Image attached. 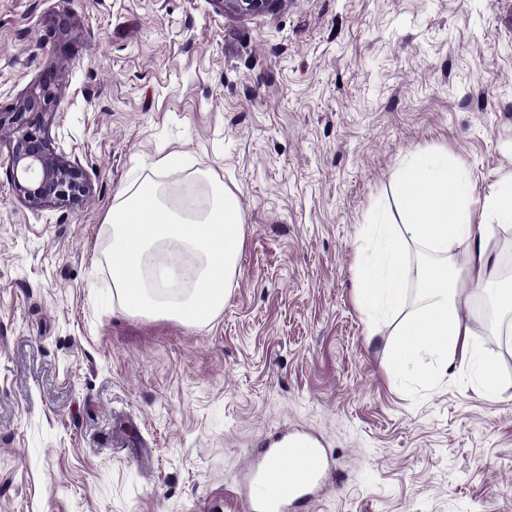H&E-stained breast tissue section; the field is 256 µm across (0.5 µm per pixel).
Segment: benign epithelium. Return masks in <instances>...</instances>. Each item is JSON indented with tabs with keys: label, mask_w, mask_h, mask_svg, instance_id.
Listing matches in <instances>:
<instances>
[{
	"label": "benign epithelium",
	"mask_w": 512,
	"mask_h": 512,
	"mask_svg": "<svg viewBox=\"0 0 512 512\" xmlns=\"http://www.w3.org/2000/svg\"><path fill=\"white\" fill-rule=\"evenodd\" d=\"M221 10L262 13L278 0H213ZM58 106L57 84L46 73L30 85L8 112L0 111V132L9 134V170L12 189L29 209L49 204H77L92 192L78 160L50 147L48 119Z\"/></svg>",
	"instance_id": "7a95c632"
}]
</instances>
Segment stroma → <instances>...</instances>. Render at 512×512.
Listing matches in <instances>:
<instances>
[{
    "label": "stroma",
    "instance_id": "35a3bbf8",
    "mask_svg": "<svg viewBox=\"0 0 512 512\" xmlns=\"http://www.w3.org/2000/svg\"><path fill=\"white\" fill-rule=\"evenodd\" d=\"M49 71L47 136L93 192L28 209L0 133V512H245L286 432L331 463L306 512H512V388L392 376L399 317L361 314L354 276L401 166L447 157L478 204L512 180V0H0V108ZM207 178L246 216L223 311L113 309L117 189ZM473 297L512 379V313L491 339ZM279 0H213L221 10L235 13H262L272 9Z\"/></svg>",
    "mask_w": 512,
    "mask_h": 512
}]
</instances>
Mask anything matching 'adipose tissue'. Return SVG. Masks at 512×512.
<instances>
[{
    "mask_svg": "<svg viewBox=\"0 0 512 512\" xmlns=\"http://www.w3.org/2000/svg\"><path fill=\"white\" fill-rule=\"evenodd\" d=\"M394 192L403 207L399 224L370 225L373 252L355 263L357 305L361 312L399 310L410 273V245L438 253L419 272L420 309L406 313L388 345L389 369L415 370L424 384L437 369L468 365L475 385L493 398L506 381L494 362L471 339L462 320L457 292L461 281L491 292L497 308L512 312V281L497 277L491 247L495 225L512 223V183L484 198L483 223L472 221L473 187L462 169L447 158L414 161L402 167ZM105 222L112 228L108 254L112 302L126 315L184 325L210 323L223 309L245 244V214L238 194L221 182L207 185L204 204L173 201L161 183L144 181L120 188ZM467 247V267L447 254ZM437 369L414 368L420 356Z\"/></svg>",
    "mask_w": 512,
    "mask_h": 512,
    "instance_id": "adipose-tissue-1",
    "label": "adipose tissue"
}]
</instances>
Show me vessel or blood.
Instances as JSON below:
<instances>
[{
    "label": "vessel or blood",
    "mask_w": 512,
    "mask_h": 512,
    "mask_svg": "<svg viewBox=\"0 0 512 512\" xmlns=\"http://www.w3.org/2000/svg\"><path fill=\"white\" fill-rule=\"evenodd\" d=\"M314 449L306 437L282 438L251 461L248 470L252 486L245 496L247 512H294L296 506L308 503L328 465L323 459L318 466H304V457Z\"/></svg>",
    "instance_id": "vessel-or-blood-1"
}]
</instances>
